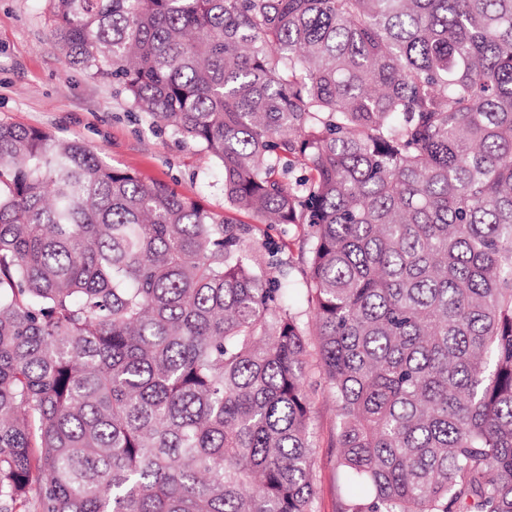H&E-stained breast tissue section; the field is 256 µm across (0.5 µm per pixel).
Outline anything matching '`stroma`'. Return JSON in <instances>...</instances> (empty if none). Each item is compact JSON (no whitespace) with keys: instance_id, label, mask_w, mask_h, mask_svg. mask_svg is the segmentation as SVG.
<instances>
[{"instance_id":"35a3bbf8","label":"stroma","mask_w":512,"mask_h":512,"mask_svg":"<svg viewBox=\"0 0 512 512\" xmlns=\"http://www.w3.org/2000/svg\"><path fill=\"white\" fill-rule=\"evenodd\" d=\"M51 28L49 0H0V125L37 128L86 144L107 163L223 214L227 205L220 165L194 142L154 128L112 81L68 65ZM248 238L262 244L264 265L279 266L293 312L301 322H311L312 311L300 289L306 227L255 224ZM307 372L316 403L311 429L316 512H342L345 504L364 502L365 491L345 479L336 448V403L316 363H308Z\"/></svg>"}]
</instances>
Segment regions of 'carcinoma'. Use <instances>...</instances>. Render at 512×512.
<instances>
[{"label": "carcinoma", "mask_w": 512, "mask_h": 512, "mask_svg": "<svg viewBox=\"0 0 512 512\" xmlns=\"http://www.w3.org/2000/svg\"><path fill=\"white\" fill-rule=\"evenodd\" d=\"M70 65L306 224L0 125V512H512V0H50ZM297 168L304 178L291 182ZM238 218L250 226V233L246 236L247 243L252 241L257 245L266 243V249L261 248L262 265L280 267V274L275 269L272 275L280 278L282 283L288 282V304L296 313L298 319L307 324L311 323L312 310L308 306L304 293L301 288L302 274L300 263L301 251H306L307 245V227L301 224H254L252 219L239 214ZM291 262L288 266V262ZM273 263V265H271ZM316 403L312 422L311 441L316 454V511L342 512L345 503H362L365 491L360 486H349L336 448V402L320 378L314 359L306 368Z\"/></svg>", "instance_id": "obj_1"}]
</instances>
